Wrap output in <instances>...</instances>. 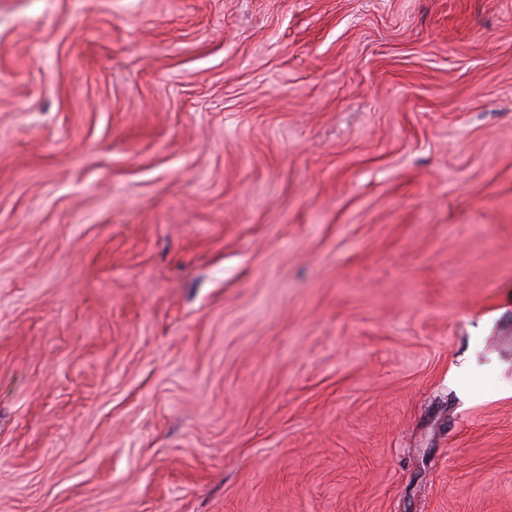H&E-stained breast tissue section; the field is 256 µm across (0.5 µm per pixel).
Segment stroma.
<instances>
[{"label":"stroma","mask_w":512,"mask_h":512,"mask_svg":"<svg viewBox=\"0 0 512 512\" xmlns=\"http://www.w3.org/2000/svg\"><path fill=\"white\" fill-rule=\"evenodd\" d=\"M0 512H512V0H0Z\"/></svg>","instance_id":"stroma-1"}]
</instances>
